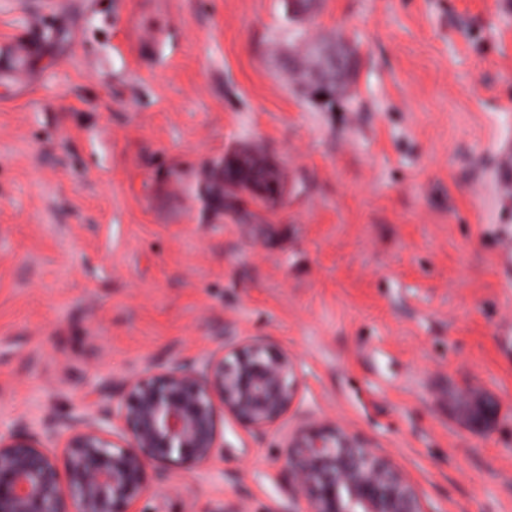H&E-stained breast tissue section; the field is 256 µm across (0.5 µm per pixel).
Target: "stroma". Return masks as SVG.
Returning <instances> with one entry per match:
<instances>
[{
    "label": "stroma",
    "instance_id": "stroma-1",
    "mask_svg": "<svg viewBox=\"0 0 512 512\" xmlns=\"http://www.w3.org/2000/svg\"><path fill=\"white\" fill-rule=\"evenodd\" d=\"M0 0V431L104 382L260 338L297 363L280 423L224 417L147 512H304L285 444L343 426L429 512H512V0ZM354 83L299 90L307 43ZM273 204L211 203L242 150ZM497 404L477 429L462 395ZM40 45L37 42L17 40L10 49L5 61L16 77L24 78L27 65L31 58L38 53Z\"/></svg>",
    "mask_w": 512,
    "mask_h": 512
}]
</instances>
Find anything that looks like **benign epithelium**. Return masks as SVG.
Masks as SVG:
<instances>
[{
    "label": "benign epithelium",
    "mask_w": 512,
    "mask_h": 512,
    "mask_svg": "<svg viewBox=\"0 0 512 512\" xmlns=\"http://www.w3.org/2000/svg\"><path fill=\"white\" fill-rule=\"evenodd\" d=\"M225 164L247 173L251 161L237 153ZM276 170L249 172L255 195L281 194ZM152 370L125 380L117 399L104 388L91 408L1 433L0 512H144L151 481L223 454L221 417L260 431L297 399L293 357L261 339ZM287 466L307 512H429L401 470L341 429L301 431L288 442Z\"/></svg>",
    "instance_id": "obj_1"
}]
</instances>
